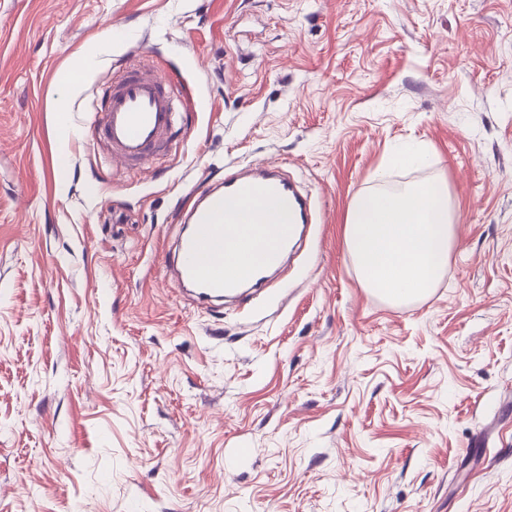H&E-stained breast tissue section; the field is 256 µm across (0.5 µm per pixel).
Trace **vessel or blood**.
Segmentation results:
<instances>
[{
	"mask_svg": "<svg viewBox=\"0 0 512 512\" xmlns=\"http://www.w3.org/2000/svg\"><path fill=\"white\" fill-rule=\"evenodd\" d=\"M173 81L132 63L104 89L90 139L127 167H140L169 142L178 121ZM318 212L278 166L258 165L214 182L191 201L176 272L180 284L200 300L238 293L261 284L264 270L277 266L301 226Z\"/></svg>",
	"mask_w": 512,
	"mask_h": 512,
	"instance_id": "vessel-or-blood-1",
	"label": "vessel or blood"
}]
</instances>
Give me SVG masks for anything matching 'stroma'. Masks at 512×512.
<instances>
[{
  "instance_id": "stroma-1",
  "label": "stroma",
  "mask_w": 512,
  "mask_h": 512,
  "mask_svg": "<svg viewBox=\"0 0 512 512\" xmlns=\"http://www.w3.org/2000/svg\"><path fill=\"white\" fill-rule=\"evenodd\" d=\"M145 49L182 120L128 169L86 134ZM255 163L316 235L201 305L181 211ZM437 177L450 263L391 305L347 209ZM0 512H512V0H0Z\"/></svg>"
}]
</instances>
